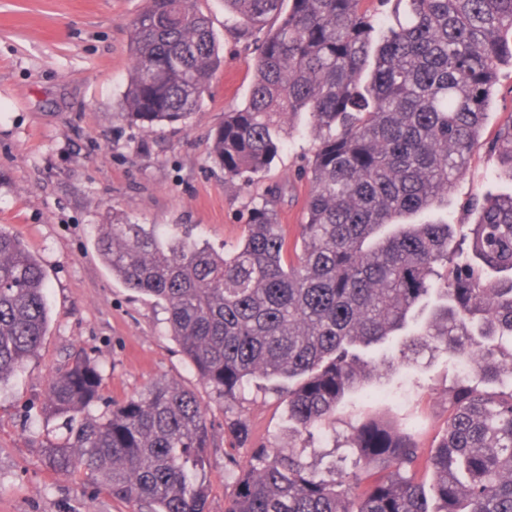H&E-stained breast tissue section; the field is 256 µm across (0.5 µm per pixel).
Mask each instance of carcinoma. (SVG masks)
Masks as SVG:
<instances>
[{"instance_id":"obj_1","label":"carcinoma","mask_w":512,"mask_h":512,"mask_svg":"<svg viewBox=\"0 0 512 512\" xmlns=\"http://www.w3.org/2000/svg\"><path fill=\"white\" fill-rule=\"evenodd\" d=\"M224 0L255 44L244 106L224 113L212 154L224 181L248 186L307 116L317 145L300 242L281 230L274 194L255 204L231 255L116 218L97 250L112 276L151 295L200 380L233 397L254 378L288 380L298 432L421 353L477 359L460 376L445 434L428 459V507L416 481L418 422L367 415L355 470L325 479L293 448L243 466L224 512H512V189L476 196L453 242L448 202L512 61V0ZM134 70L122 117L151 130L186 122L220 67L195 0H147L130 35ZM512 185V124L492 145ZM44 270L0 228V382L24 367L48 326ZM428 317L418 314L431 298ZM60 437L42 445L57 473L82 470L144 512H206L201 479L211 425L194 392L159 382L121 402L76 357L46 404Z\"/></svg>"}]
</instances>
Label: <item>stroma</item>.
<instances>
[{
  "mask_svg": "<svg viewBox=\"0 0 512 512\" xmlns=\"http://www.w3.org/2000/svg\"><path fill=\"white\" fill-rule=\"evenodd\" d=\"M145 0H0V226L17 234L46 271L50 324L22 371L0 382V512H138L84 473L46 464L40 443L57 428L44 407L49 385L74 357L101 373V394L121 400L159 381L193 391L212 425L204 481L208 512H224L236 462L263 446H295L319 470L342 456L351 424L367 413L414 414L429 454L445 433L448 391L458 371L447 357L425 359L384 380L381 395L350 397L335 421L296 437L283 395L257 378L245 394L220 396L203 384L171 336L154 297L125 287L101 262L102 225L120 215L162 233L235 252L250 208L269 187L283 189L279 222L296 239L310 184L302 171L312 137L294 121L270 169L248 188L225 182L210 156V134L242 107L254 81L253 45L233 33L224 0H197L220 43L224 64L187 124L146 130L119 111L134 58L130 25ZM512 120V63L497 73L495 95L469 157L448 193V221L473 220L474 196L498 193L491 146ZM244 419L239 443L225 423Z\"/></svg>",
  "mask_w": 512,
  "mask_h": 512,
  "instance_id": "35a3bbf8",
  "label": "stroma"
}]
</instances>
